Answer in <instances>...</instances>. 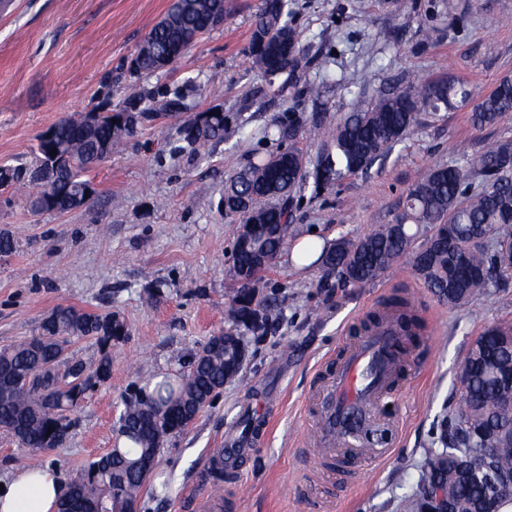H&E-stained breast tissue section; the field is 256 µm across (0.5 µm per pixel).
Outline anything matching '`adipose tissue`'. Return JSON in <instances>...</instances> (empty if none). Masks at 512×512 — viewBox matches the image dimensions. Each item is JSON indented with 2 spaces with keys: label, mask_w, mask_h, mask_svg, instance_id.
Here are the masks:
<instances>
[{
  "label": "adipose tissue",
  "mask_w": 512,
  "mask_h": 512,
  "mask_svg": "<svg viewBox=\"0 0 512 512\" xmlns=\"http://www.w3.org/2000/svg\"><path fill=\"white\" fill-rule=\"evenodd\" d=\"M63 491V479L53 468L18 470L0 485V512H57Z\"/></svg>",
  "instance_id": "ef3b65f1"
}]
</instances>
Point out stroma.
I'll return each instance as SVG.
<instances>
[{"label":"stroma","mask_w":512,"mask_h":512,"mask_svg":"<svg viewBox=\"0 0 512 512\" xmlns=\"http://www.w3.org/2000/svg\"><path fill=\"white\" fill-rule=\"evenodd\" d=\"M232 22L205 34L170 68L149 79L172 90L194 79L197 110L222 108V142L193 156L180 149L181 115L161 114L118 140L89 175V206L33 213L26 197L0 191V231L15 248L0 259V348L33 336L61 305L118 316L126 334L109 345L112 377L73 413L69 437L42 464L72 479L114 448L123 400L157 374H174L209 338L232 327L239 286L232 252L238 226L218 209L229 178L280 150L266 128L292 113V144L307 159L316 146L313 113L341 121L357 99L402 89L409 78L464 83L473 99L512 76V0H292L303 57L316 61L284 91L252 70L248 47L261 0H231ZM168 0H14L0 14V165L28 158L37 137L60 119L80 117L105 98L131 93L118 69L164 15ZM319 84V96L304 92ZM223 93L210 95L211 85ZM471 105L421 110L419 124L385 162L339 184L297 193L296 221L316 236L356 238L392 223L425 172L494 142L512 139V113L482 129ZM320 266H298L281 253L263 274L261 296H276L282 317L262 336L246 335L241 375L225 383L184 432L165 439L158 468L136 512H196L211 490L202 475L211 449L224 471L228 512H398L417 489L428 449L461 397L459 375L484 328L512 324V294H488L467 306L439 304L402 262L362 288H323ZM303 283L295 291L294 283ZM156 288V306L143 301ZM407 296L424 321L400 388L379 409L388 455L363 464L344 490L326 483L329 459L312 445L315 397L355 329L382 299Z\"/></svg>","instance_id":"1"}]
</instances>
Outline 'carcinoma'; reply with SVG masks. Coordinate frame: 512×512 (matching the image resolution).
<instances>
[{
  "label": "carcinoma",
  "mask_w": 512,
  "mask_h": 512,
  "mask_svg": "<svg viewBox=\"0 0 512 512\" xmlns=\"http://www.w3.org/2000/svg\"><path fill=\"white\" fill-rule=\"evenodd\" d=\"M291 14L289 0H263L256 15L249 58L261 81L275 71L290 78L302 67L300 34ZM232 16L228 0H177L122 65L120 76L136 83L147 79L159 72L156 57L177 61L201 35L214 30L215 18L227 22ZM193 87L195 82L188 80L184 88L168 93L142 85L116 105L107 99L97 105L102 116L90 131L83 130L79 119L59 120L52 126L53 139L37 138L30 161L0 166V188H28L31 200L47 193L72 197L80 187L91 185L85 174L112 154L114 142L133 135L139 124L161 112L189 113L179 134L183 149L192 154L210 142L224 140L228 121L219 112L193 111L187 102V91ZM469 97L463 85L448 80H413L366 108H355L336 124L330 140L324 138V116L313 114L309 130L317 154L312 170H307L303 154L290 146L237 172L224 188V219L258 224L255 246L246 248L238 240L234 244L233 271L240 281L231 300L234 326L255 333L279 322L281 312L273 299L261 304V324L251 321L249 304L259 292L263 274L254 267L253 252H265L270 264L288 237L302 234L294 223V194L309 177L322 168L337 184L364 172L406 138L417 125L421 107L436 111L465 104ZM510 112L512 81L506 76L474 106L472 121L490 126ZM296 127L297 117L289 115L276 120L268 135L283 142L294 137ZM52 150L60 154L58 166L43 164L39 184L26 179L24 171L48 159ZM474 179L481 181V189H471ZM508 250L512 251V142L504 140L454 164L429 169L409 189L404 209L393 223L381 224L362 237L332 242L319 258L323 271L319 287H332L333 277L343 288L363 287L406 257L438 303L458 308L493 289L506 291L507 276L512 274V260L503 259ZM389 313L399 318L406 340L416 342L422 324L411 302L401 297L388 299L383 310L368 315L362 330H376ZM124 335V325L112 323L110 316L59 306L50 321L40 323L35 336L1 348L0 429L31 454L63 446L72 425L67 413L77 409L88 392L110 380L113 362L105 349L93 363L61 353L74 338H93L106 345ZM510 370L512 335L500 325H490L465 359L464 393L452 414L445 447L426 455L417 490L402 501L400 512H422L424 490L438 483L448 484L450 512H484L486 488L482 481L466 476L463 468L464 458L479 448L497 449L485 456L483 467L494 471L504 484H512V410L507 407L512 386L498 381ZM224 371V340L214 336L192 354L180 376L149 380L138 394L126 397L120 417L128 447H117L88 462L68 484L58 512H133L158 463L156 439L186 430L192 415L198 414L197 404L224 385ZM22 374L32 376L34 382L18 392L11 388L10 379ZM172 399L181 403L157 418L153 406Z\"/></svg>",
  "instance_id": "cac0c4a2"
}]
</instances>
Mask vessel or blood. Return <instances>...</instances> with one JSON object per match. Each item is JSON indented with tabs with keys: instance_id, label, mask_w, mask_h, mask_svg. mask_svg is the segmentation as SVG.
<instances>
[{
	"instance_id": "b4317fda",
	"label": "vessel or blood",
	"mask_w": 512,
	"mask_h": 512,
	"mask_svg": "<svg viewBox=\"0 0 512 512\" xmlns=\"http://www.w3.org/2000/svg\"><path fill=\"white\" fill-rule=\"evenodd\" d=\"M402 336L396 317H387L373 335L349 345L345 358L322 387L313 437L335 458L340 483H347L353 471L351 429H379V406L406 366L399 349Z\"/></svg>"
}]
</instances>
